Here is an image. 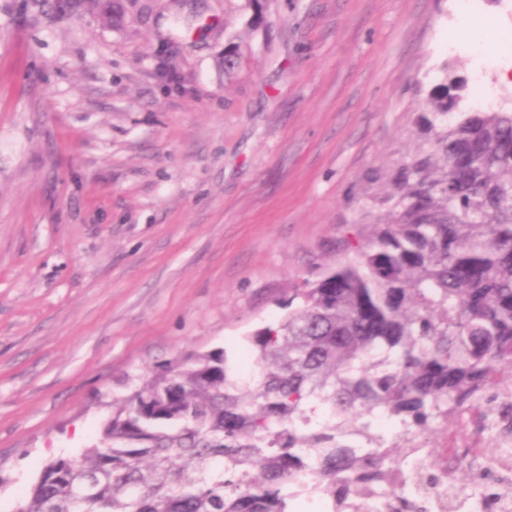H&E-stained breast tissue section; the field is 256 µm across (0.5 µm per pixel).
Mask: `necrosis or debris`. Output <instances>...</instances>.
Listing matches in <instances>:
<instances>
[{
    "label": "necrosis or debris",
    "instance_id": "necrosis-or-debris-1",
    "mask_svg": "<svg viewBox=\"0 0 512 512\" xmlns=\"http://www.w3.org/2000/svg\"><path fill=\"white\" fill-rule=\"evenodd\" d=\"M492 402L467 406L447 429L440 456L428 447L407 450V470L401 476L406 492L367 491L351 500L348 512H457V469L469 464L476 477L493 483L494 503L470 501V512H512V393L492 389ZM496 430L498 454L487 451L488 430Z\"/></svg>",
    "mask_w": 512,
    "mask_h": 512
}]
</instances>
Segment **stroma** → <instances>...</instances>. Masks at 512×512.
<instances>
[{
	"instance_id": "35a3bbf8",
	"label": "stroma",
	"mask_w": 512,
	"mask_h": 512,
	"mask_svg": "<svg viewBox=\"0 0 512 512\" xmlns=\"http://www.w3.org/2000/svg\"><path fill=\"white\" fill-rule=\"evenodd\" d=\"M481 5L500 42L512 0ZM122 6L0 0V512L161 365L238 358L388 221L433 91L475 87L456 0Z\"/></svg>"
}]
</instances>
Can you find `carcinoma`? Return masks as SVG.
I'll list each match as a JSON object with an SVG mask.
<instances>
[{"label":"carcinoma","mask_w":512,"mask_h":512,"mask_svg":"<svg viewBox=\"0 0 512 512\" xmlns=\"http://www.w3.org/2000/svg\"><path fill=\"white\" fill-rule=\"evenodd\" d=\"M464 90L429 99L391 222L281 302L247 337L248 369L222 350L165 366L100 445L49 460L17 512H290L300 486L357 488L353 436L396 490L402 440L377 413L422 437L512 370V110L463 108Z\"/></svg>","instance_id":"carcinoma-1"}]
</instances>
